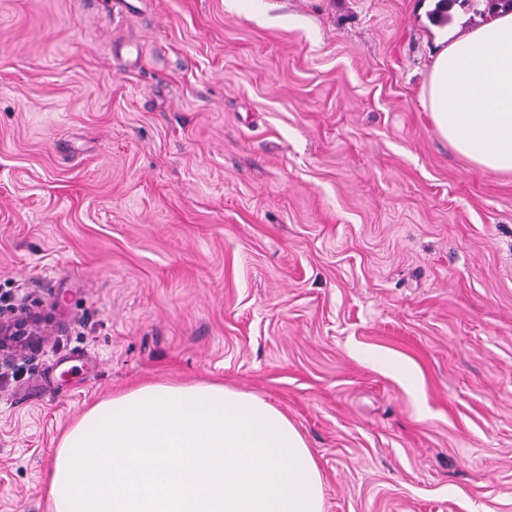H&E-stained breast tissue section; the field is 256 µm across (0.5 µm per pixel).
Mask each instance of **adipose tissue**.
Instances as JSON below:
<instances>
[{
	"label": "adipose tissue",
	"mask_w": 512,
	"mask_h": 512,
	"mask_svg": "<svg viewBox=\"0 0 512 512\" xmlns=\"http://www.w3.org/2000/svg\"><path fill=\"white\" fill-rule=\"evenodd\" d=\"M423 100L457 154L512 172V12L442 48ZM47 500L49 512H324L295 426L218 383L141 384L90 406L59 442Z\"/></svg>",
	"instance_id": "1"
}]
</instances>
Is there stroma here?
<instances>
[{
    "mask_svg": "<svg viewBox=\"0 0 512 512\" xmlns=\"http://www.w3.org/2000/svg\"><path fill=\"white\" fill-rule=\"evenodd\" d=\"M492 7L0 0V306L46 331L0 373V512L149 382L281 411L325 512H512V173L421 97Z\"/></svg>",
    "mask_w": 512,
    "mask_h": 512,
    "instance_id": "stroma-1",
    "label": "stroma"
}]
</instances>
